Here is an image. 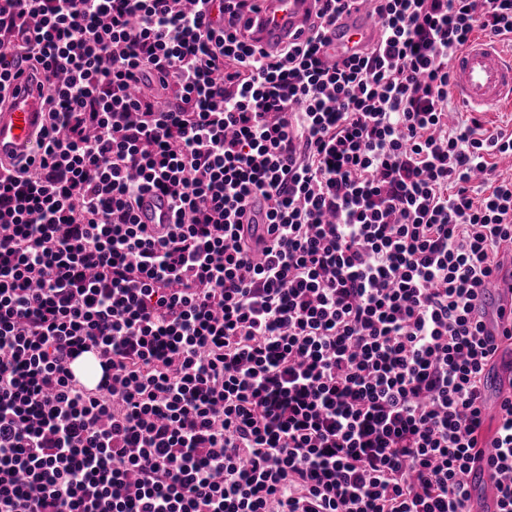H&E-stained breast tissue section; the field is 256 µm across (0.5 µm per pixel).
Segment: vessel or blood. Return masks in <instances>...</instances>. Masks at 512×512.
Instances as JSON below:
<instances>
[{"label": "vessel or blood", "mask_w": 512, "mask_h": 512, "mask_svg": "<svg viewBox=\"0 0 512 512\" xmlns=\"http://www.w3.org/2000/svg\"><path fill=\"white\" fill-rule=\"evenodd\" d=\"M250 14L258 46L273 52L295 36L306 33L315 0H253ZM379 32L372 11L354 4L343 12L326 33L325 56L330 60L360 55ZM451 92L465 107L475 112H493L512 105V51L503 52L488 37H473L451 62ZM42 89L38 81L20 77L14 83L6 105L0 106V162L10 159H39V129L43 122ZM141 220L146 224H166L171 218L166 199L148 196L143 200ZM483 321L493 338H501L502 325L512 320V275L496 276L480 298ZM512 383V369L500 365L486 373L485 411L495 414L504 391ZM465 481L471 490L470 512H498L495 482L488 467L469 471Z\"/></svg>", "instance_id": "b4317fda"}]
</instances>
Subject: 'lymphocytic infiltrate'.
<instances>
[{"label":"lymphocytic infiltrate","mask_w":512,"mask_h":512,"mask_svg":"<svg viewBox=\"0 0 512 512\" xmlns=\"http://www.w3.org/2000/svg\"><path fill=\"white\" fill-rule=\"evenodd\" d=\"M247 2L0 0V105L30 70L46 112L0 173V512H469L477 462L512 512L475 311L512 134L449 119L451 59L512 0H373L377 43L332 65L346 0L272 55ZM140 216L144 224H168L171 218L170 204L165 198L146 196Z\"/></svg>","instance_id":"f902f5d3"}]
</instances>
